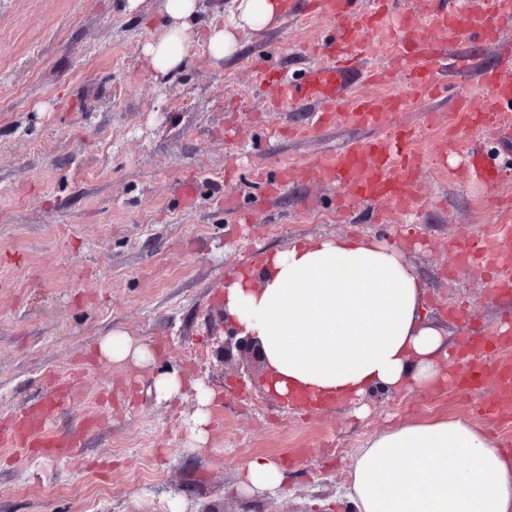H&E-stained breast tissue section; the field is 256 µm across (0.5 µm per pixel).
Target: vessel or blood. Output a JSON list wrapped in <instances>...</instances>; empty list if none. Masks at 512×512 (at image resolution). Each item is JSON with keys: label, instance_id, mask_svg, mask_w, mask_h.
<instances>
[{"label": "vessel or blood", "instance_id": "vessel-or-blood-1", "mask_svg": "<svg viewBox=\"0 0 512 512\" xmlns=\"http://www.w3.org/2000/svg\"><path fill=\"white\" fill-rule=\"evenodd\" d=\"M290 8L306 17L325 16L333 22L334 36L321 49L327 60L312 64L297 82L259 64L254 69L258 83L275 98L319 103L318 124L350 122L375 132L373 138L344 147L328 158L290 169V176L347 185L349 194L337 199L343 209L360 200H385L403 212L414 213L418 198L412 189L413 176L425 156L415 146L413 131L391 129L390 115L403 111L411 99L445 96L446 83L429 79L424 70L426 54L446 34L457 40L497 39L503 28L512 24V0H484L477 9L468 0H428L418 16L404 10L400 0H368L360 10L354 9L353 0H291ZM384 28L394 34L389 71L405 75L404 91L383 98L364 97L349 111H340L336 102L339 83L357 63L369 33ZM481 85L480 98H457L449 109L448 130L453 136H469L487 119L512 112V77L490 69L483 73ZM451 360L466 364L465 369L452 371L451 389L469 400L495 428L512 427V331L502 332L491 346L484 337L470 336ZM83 374V368L77 367L55 376L50 399L29 407L17 418L0 419V446L25 454L36 449L58 457L79 453L80 434L57 433L52 425L59 411L76 399Z\"/></svg>", "mask_w": 512, "mask_h": 512}]
</instances>
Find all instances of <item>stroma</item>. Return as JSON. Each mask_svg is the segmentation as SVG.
Listing matches in <instances>:
<instances>
[{
  "label": "stroma",
  "mask_w": 512,
  "mask_h": 512,
  "mask_svg": "<svg viewBox=\"0 0 512 512\" xmlns=\"http://www.w3.org/2000/svg\"><path fill=\"white\" fill-rule=\"evenodd\" d=\"M230 0H201L182 67L153 79L140 53L165 31L163 0L141 14L122 0H0V415L48 399L47 375L85 368L80 398L54 422L85 431L67 458L17 455L0 447V512H171L173 499L225 512H343L354 457L391 422L471 416L447 391L375 390L353 407L305 412L263 394L259 364L246 356L220 363L205 321L224 306V281L307 238L357 235L402 248L426 283L428 316L456 345L477 323L497 333L512 317V295L489 296L487 260L450 273L448 244L503 223L512 203V128L477 134L494 186L468 181V144L448 154L450 100H421L396 113L393 128L415 132L426 162L413 186L421 197L407 214L384 201L336 207V183L297 179L267 194L259 177L279 178L371 131L350 123L314 128L319 106L272 104L256 83L258 58L300 79L313 48L333 28L323 18L285 13L278 25L248 31L233 58L210 55L205 33L226 20ZM369 52L339 90L344 104L395 93L402 76L377 84L367 70L392 51L387 33L367 38ZM467 50L472 68L444 72L443 56ZM512 61V30L494 42L440 41L428 73L454 92L481 94L483 70ZM196 180L185 204L181 180ZM233 197L234 208L224 206ZM257 214L252 224L241 223ZM156 348L150 363L99 359L112 333ZM174 370L188 381L165 401L154 378ZM220 391L205 442L192 436L193 381ZM95 417L84 429L86 417ZM268 456L287 466L275 493H237L241 468Z\"/></svg>",
  "instance_id": "1"
}]
</instances>
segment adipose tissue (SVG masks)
<instances>
[{"mask_svg": "<svg viewBox=\"0 0 512 512\" xmlns=\"http://www.w3.org/2000/svg\"><path fill=\"white\" fill-rule=\"evenodd\" d=\"M284 0H231L206 37L215 59L233 56L245 31L279 21ZM167 31L141 61L160 78L180 68L198 0H166ZM426 285L400 249L366 239H309L232 275L229 313L259 340L280 396L351 402L377 386L431 390L448 378L444 333L426 318ZM287 482L276 460L243 467L240 491ZM349 498L356 512H512V456L464 417L403 421L360 449Z\"/></svg>", "mask_w": 512, "mask_h": 512, "instance_id": "adipose-tissue-1", "label": "adipose tissue"}]
</instances>
